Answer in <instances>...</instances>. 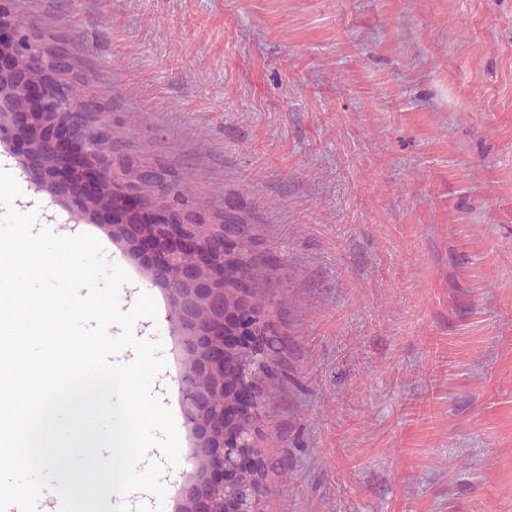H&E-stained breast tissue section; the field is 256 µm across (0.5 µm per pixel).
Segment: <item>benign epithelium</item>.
<instances>
[{
	"label": "benign epithelium",
	"instance_id": "7a95c632",
	"mask_svg": "<svg viewBox=\"0 0 512 512\" xmlns=\"http://www.w3.org/2000/svg\"><path fill=\"white\" fill-rule=\"evenodd\" d=\"M27 37L31 46L28 61L17 68L16 43ZM18 70L16 90L1 93L10 106L0 107V138L19 137L25 143L23 168L32 175L36 191H49L52 201L63 194L72 199L80 214L92 206L102 210L105 188L118 161L112 151L88 150L89 139L106 127V106L91 97L75 96V65L60 49H51L12 18L9 0H0V71ZM64 161H76L89 176L77 185L62 188L53 175ZM169 195L168 185L156 182L144 189L140 182L125 183L121 196L132 212L153 211L151 223L138 226L134 253L145 255L147 276L153 286L171 298L172 318L181 331L184 368L177 376L183 417L197 439L195 473L180 489L178 512H244L243 501L253 490L233 485L238 475L259 468L260 449L254 433L240 428L224 432L228 411L249 416L259 404L258 389L238 386L237 404H224L209 380L224 382V353L233 346L225 334V321L233 317L245 334L241 348L266 347V335L254 323L251 308L224 311V274L217 273L211 259L224 255V225L201 220L191 224L181 214L158 209Z\"/></svg>",
	"mask_w": 512,
	"mask_h": 512
}]
</instances>
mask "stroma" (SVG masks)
<instances>
[{
    "label": "stroma",
    "instance_id": "obj_1",
    "mask_svg": "<svg viewBox=\"0 0 512 512\" xmlns=\"http://www.w3.org/2000/svg\"><path fill=\"white\" fill-rule=\"evenodd\" d=\"M67 50L113 139L162 165L199 215L250 219L277 265L293 372L264 399L281 460L264 512H512V0H13ZM465 29L461 40L449 39ZM59 236H95L146 292L178 463L194 470L169 298L128 244L0 170Z\"/></svg>",
    "mask_w": 512,
    "mask_h": 512
}]
</instances>
